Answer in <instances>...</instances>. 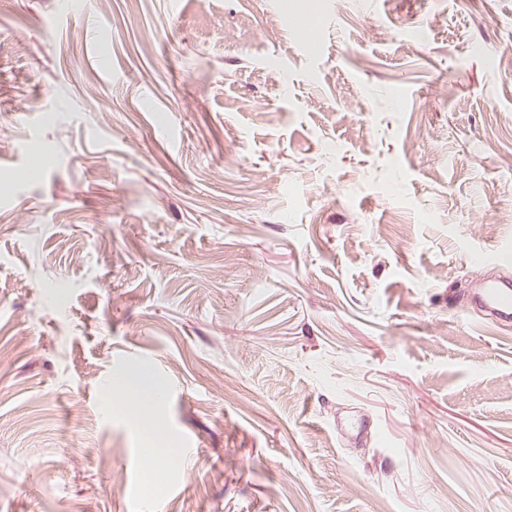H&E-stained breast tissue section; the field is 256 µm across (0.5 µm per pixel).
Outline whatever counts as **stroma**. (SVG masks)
I'll return each mask as SVG.
<instances>
[{"label": "stroma", "mask_w": 512, "mask_h": 512, "mask_svg": "<svg viewBox=\"0 0 512 512\" xmlns=\"http://www.w3.org/2000/svg\"><path fill=\"white\" fill-rule=\"evenodd\" d=\"M67 2L0 0V512H512V0ZM472 303L486 309L501 323L512 321L511 277L490 280L472 297Z\"/></svg>", "instance_id": "stroma-1"}]
</instances>
